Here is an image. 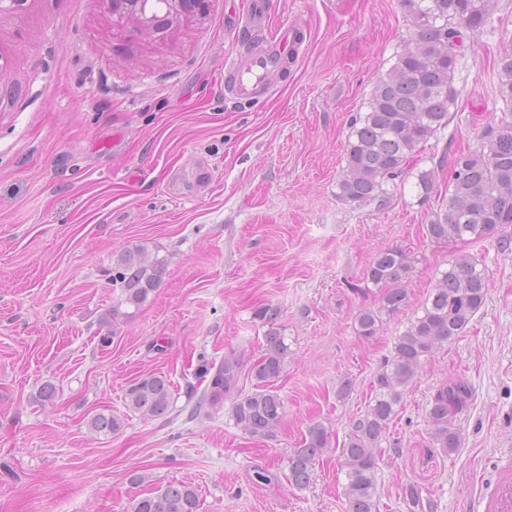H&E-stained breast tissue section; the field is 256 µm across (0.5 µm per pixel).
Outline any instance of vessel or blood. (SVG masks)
<instances>
[{"label":"vessel or blood","instance_id":"b4317fda","mask_svg":"<svg viewBox=\"0 0 512 512\" xmlns=\"http://www.w3.org/2000/svg\"><path fill=\"white\" fill-rule=\"evenodd\" d=\"M269 0H250L245 17L237 27L259 28L268 21L266 6ZM300 39L299 28L287 26L272 37L269 46L259 48L246 57L231 62L226 71L224 89L227 95L240 102H255L268 90V82L282 67L285 57ZM477 512H512V477L503 476L496 482L493 493L479 497Z\"/></svg>","mask_w":512,"mask_h":512}]
</instances>
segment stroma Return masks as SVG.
<instances>
[{
  "instance_id": "1",
  "label": "stroma",
  "mask_w": 512,
  "mask_h": 512,
  "mask_svg": "<svg viewBox=\"0 0 512 512\" xmlns=\"http://www.w3.org/2000/svg\"><path fill=\"white\" fill-rule=\"evenodd\" d=\"M249 0H206L166 31H143L100 0H28L0 17V512H127L136 491L194 484L199 512H342L340 448L369 402L396 337L420 313L440 272L477 258L487 296L462 336L423 360L382 443L379 512H473L512 450V225L480 241H435L426 230L448 200L439 171L428 200L415 183L440 154L473 150L504 109L497 56L512 39V0H498L458 67L462 94L448 126L389 185L386 205L336 197L353 118L411 36L399 0H272L268 30L235 39ZM297 25L302 44L261 102L224 94L226 64L272 29ZM166 259L135 316L112 324L116 257L132 247ZM408 254L409 303L372 339L354 314L377 306L371 256ZM273 305L292 351L277 383L285 416L270 438L234 423L229 403L190 416L203 366L236 353L244 366ZM171 379L167 418L129 412L138 376ZM473 391L455 417L460 446L436 448L428 404L444 381ZM56 384L46 406L35 395ZM108 409L119 433L87 421ZM330 445L310 482L285 479L314 424ZM275 481H257L256 471ZM146 474L142 486L128 476ZM417 489L421 506L404 497Z\"/></svg>"
}]
</instances>
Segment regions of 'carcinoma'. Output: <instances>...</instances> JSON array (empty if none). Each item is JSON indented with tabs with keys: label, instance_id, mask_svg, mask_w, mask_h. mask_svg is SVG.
Masks as SVG:
<instances>
[{
	"label": "carcinoma",
	"instance_id": "1",
	"mask_svg": "<svg viewBox=\"0 0 512 512\" xmlns=\"http://www.w3.org/2000/svg\"><path fill=\"white\" fill-rule=\"evenodd\" d=\"M412 25L411 42L375 84L367 111L350 123L344 161L337 181V198L362 206L383 205L387 185L402 176L410 161L425 144L448 126L451 109L457 107L461 91L456 73L465 58L470 35L483 28L497 8V0H399ZM498 96L503 115L483 131L480 146L456 156L448 182V201L426 225L436 241H477L494 236L512 224V47L497 60ZM421 198L435 189V170L417 176ZM165 262L151 258L140 248L127 249L112 267V287L122 298L112 305V320L128 318L122 310H136L157 288ZM412 263L401 249L388 248L374 254L366 279L382 288L379 305L362 307L354 317L358 336L369 340L380 331L383 315L394 314L408 304L407 280ZM486 277L479 261L460 254L448 261L422 312L396 337L391 360L376 373L372 395L351 423L340 449L345 472V512H378L376 471L382 441L390 424L401 412L404 396L417 377L422 360L463 335L486 300ZM281 311L261 307L256 317L271 325L259 356L250 370L251 388L239 387L241 363L228 356L220 363L195 401L191 414L198 417L232 399L236 426L251 437H269L284 417V402L277 390L290 356L288 344L272 325ZM470 386L451 379L442 383L429 402L428 419L433 439L446 454L459 448L452 420L472 400ZM125 405L143 420L166 416L173 405L171 381L164 375L147 374L126 390ZM99 434L118 433L122 418L103 411L87 420ZM327 428H309L302 444L288 460V480L296 486L310 481L313 460L329 447ZM197 489L186 482H171L137 495L131 512H198Z\"/></svg>",
	"mask_w": 512,
	"mask_h": 512
}]
</instances>
